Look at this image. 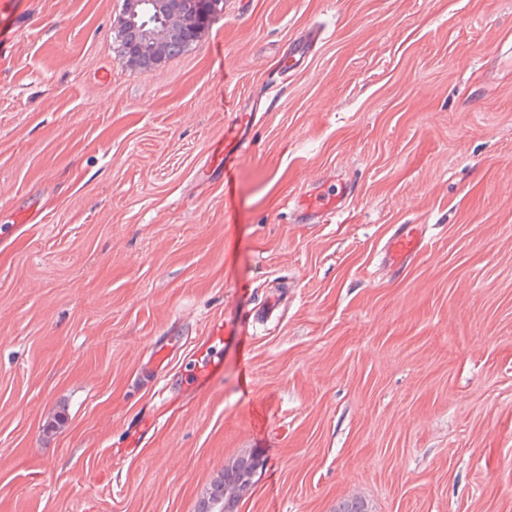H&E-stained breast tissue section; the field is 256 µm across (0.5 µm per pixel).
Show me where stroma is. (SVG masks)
I'll return each mask as SVG.
<instances>
[{
	"label": "stroma",
	"mask_w": 512,
	"mask_h": 512,
	"mask_svg": "<svg viewBox=\"0 0 512 512\" xmlns=\"http://www.w3.org/2000/svg\"><path fill=\"white\" fill-rule=\"evenodd\" d=\"M122 6L0 0V512H197L251 454L235 512H512V0H221L147 70ZM314 39V36L298 39L292 50L288 53V56L282 58L281 71L287 74L289 71L301 66L312 49ZM249 146L248 124H230L224 130V139L221 138L211 146L208 166L225 170L229 160L239 153L246 151ZM351 194V186L344 182L336 194L329 195L326 198H319L317 195H306L299 200L302 207V213L308 219H314L323 214L334 213L339 214L345 205L347 198ZM427 245L424 226L402 224L395 230L384 246V258L393 268H406L420 255Z\"/></svg>",
	"instance_id": "1"
}]
</instances>
